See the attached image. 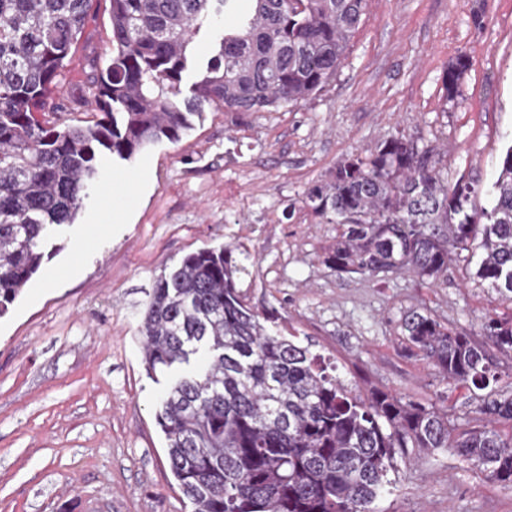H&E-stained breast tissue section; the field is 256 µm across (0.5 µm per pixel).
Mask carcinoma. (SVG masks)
<instances>
[{"label": "carcinoma", "instance_id": "cac0c4a2", "mask_svg": "<svg viewBox=\"0 0 512 512\" xmlns=\"http://www.w3.org/2000/svg\"><path fill=\"white\" fill-rule=\"evenodd\" d=\"M91 0H0V317L37 273L46 240L76 223L102 156L132 160L177 142L202 106L263 112L323 88L365 22L368 0H251L182 97L191 44L230 0H110L112 53L94 82L100 118L43 121L50 94L88 18ZM469 67L445 70L453 96ZM492 206H472L471 182L448 185L429 151L392 136L351 155L311 185L303 203L341 226L326 262L339 273L412 272L436 281L460 255L481 253L467 275L512 301V146L501 158ZM229 250L186 255L156 282L140 333L149 371L215 352L181 376L157 422L171 473L192 512H376L393 490L395 449L448 448L512 488V393L488 348L512 356V314H487L478 343L416 310L400 333L435 374L484 390L477 417L425 406L379 388L367 397L328 373L325 358L273 332L243 301Z\"/></svg>", "mask_w": 512, "mask_h": 512}]
</instances>
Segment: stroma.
I'll return each mask as SVG.
<instances>
[{
	"instance_id": "stroma-1",
	"label": "stroma",
	"mask_w": 512,
	"mask_h": 512,
	"mask_svg": "<svg viewBox=\"0 0 512 512\" xmlns=\"http://www.w3.org/2000/svg\"><path fill=\"white\" fill-rule=\"evenodd\" d=\"M248 6L237 0L201 24L184 85ZM110 39L109 0H93L48 120L98 119L90 85ZM461 55L470 66L450 97L443 74ZM390 136L430 149L449 181L492 184L512 146V0H371L343 64L306 102L208 106L179 142L129 162L103 157L78 220L0 317V512H191L156 419L180 370L148 374L139 328L157 278L203 248L232 250L247 303L274 313L361 393L475 409L478 391L436 378L399 321L414 309L474 335L485 314L505 312L496 292L461 267L433 283L336 272L325 258L339 227L302 204L338 161ZM123 173L134 184L112 200ZM116 203L127 221L103 231ZM411 456L379 512H512V489L449 449Z\"/></svg>"
}]
</instances>
